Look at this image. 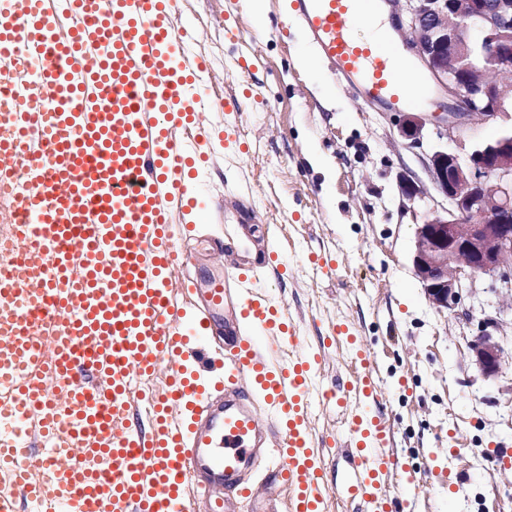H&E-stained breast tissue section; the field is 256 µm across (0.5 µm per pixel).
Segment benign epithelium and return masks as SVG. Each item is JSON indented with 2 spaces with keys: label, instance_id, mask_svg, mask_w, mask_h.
Segmentation results:
<instances>
[{
  "label": "benign epithelium",
  "instance_id": "1",
  "mask_svg": "<svg viewBox=\"0 0 512 512\" xmlns=\"http://www.w3.org/2000/svg\"><path fill=\"white\" fill-rule=\"evenodd\" d=\"M397 31L428 70L447 100V111L433 114L440 140L454 141L474 118L512 119V0H386ZM484 46L493 66L473 56ZM423 117L399 116V136L415 145ZM442 201L416 225L412 264L429 302L453 310L462 291L479 279L512 294V137L473 143L461 154L439 147L423 159ZM403 198L424 194L416 181L402 176ZM502 324L485 320L468 340L472 363L487 379L506 368L505 350L495 334Z\"/></svg>",
  "mask_w": 512,
  "mask_h": 512
}]
</instances>
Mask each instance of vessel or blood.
<instances>
[{
	"instance_id": "vessel-or-blood-1",
	"label": "vessel or blood",
	"mask_w": 512,
	"mask_h": 512,
	"mask_svg": "<svg viewBox=\"0 0 512 512\" xmlns=\"http://www.w3.org/2000/svg\"><path fill=\"white\" fill-rule=\"evenodd\" d=\"M382 0H294L318 58L370 103L400 112L426 98L388 31H361ZM178 0H0V188L18 175L25 250L0 275V512H234L256 499L244 473L290 488L288 512H323L324 460L308 428L313 395L347 410L344 490L366 512H405L383 486L406 471L379 408V376L355 351L348 383L317 390L320 360L299 352L286 310L238 259L200 287L170 221L197 206L198 148L210 132L205 61L173 28ZM70 18L59 28L57 13ZM195 127L196 143L171 130ZM194 296L184 309L179 294ZM224 338L213 371L214 336ZM288 350L274 364L261 348ZM170 364L140 408L136 379ZM262 402L267 421L252 406ZM38 465L42 481L28 469Z\"/></svg>"
}]
</instances>
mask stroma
Here are the masks:
<instances>
[{
	"mask_svg": "<svg viewBox=\"0 0 512 512\" xmlns=\"http://www.w3.org/2000/svg\"><path fill=\"white\" fill-rule=\"evenodd\" d=\"M249 2L180 0L175 18L194 29L192 51L214 75L204 123L239 135L237 148L215 146L200 204L244 192L236 248L251 253L271 238L283 248V264L252 272L285 305L303 347L324 353L320 386L353 370L336 323L371 354L380 407L416 473L419 512H512V366L483 379L467 349L480 321L512 319V300L482 279L459 308L441 312L413 271L415 226L432 202L403 205L398 182L425 180L419 157L435 143L432 125L422 148L409 147L396 114L337 82L316 57L289 18L290 0H264L260 17ZM233 95L244 100L240 111L217 109ZM233 230L212 217L178 246L207 274L220 263L216 243ZM318 260L332 274L316 269ZM345 467L342 449H329L324 512H360L343 491Z\"/></svg>",
	"mask_w": 512,
	"mask_h": 512,
	"instance_id": "1",
	"label": "stroma"
}]
</instances>
